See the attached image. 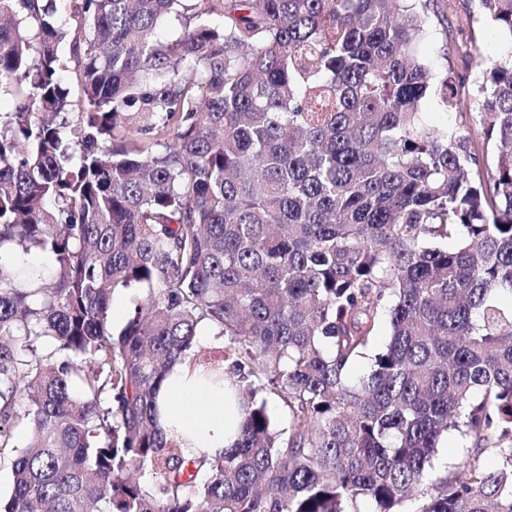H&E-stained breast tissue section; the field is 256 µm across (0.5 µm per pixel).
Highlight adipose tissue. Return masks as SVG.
<instances>
[{
	"mask_svg": "<svg viewBox=\"0 0 512 512\" xmlns=\"http://www.w3.org/2000/svg\"><path fill=\"white\" fill-rule=\"evenodd\" d=\"M160 422L189 455L222 454L238 436L241 412L223 390L202 386L188 364L175 365L158 394Z\"/></svg>",
	"mask_w": 512,
	"mask_h": 512,
	"instance_id": "adipose-tissue-1",
	"label": "adipose tissue"
}]
</instances>
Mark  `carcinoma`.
Returning <instances> with one entry per match:
<instances>
[{
    "label": "carcinoma",
    "mask_w": 512,
    "mask_h": 512,
    "mask_svg": "<svg viewBox=\"0 0 512 512\" xmlns=\"http://www.w3.org/2000/svg\"><path fill=\"white\" fill-rule=\"evenodd\" d=\"M479 3L507 47L468 82L421 52L439 0H0V512H512V0ZM187 358L242 407L220 456L160 425ZM422 112H426V117L428 121L432 124H438L447 121L448 124H460L467 123L469 124V119L471 121L472 115L468 107H464L456 112H448L445 113L442 111L432 99H428L422 104ZM463 112V113H460ZM464 442L458 434H449L441 443L433 459L432 477L444 474L447 467L456 463L464 452Z\"/></svg>",
    "instance_id": "carcinoma-1"
}]
</instances>
